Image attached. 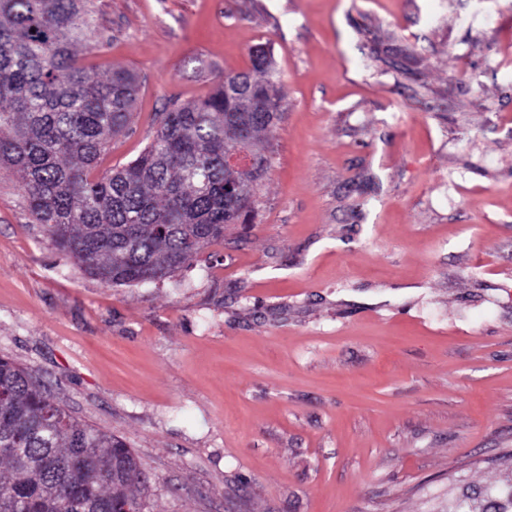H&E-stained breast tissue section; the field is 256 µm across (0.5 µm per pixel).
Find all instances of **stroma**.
I'll list each match as a JSON object with an SVG mask.
<instances>
[{"instance_id": "obj_1", "label": "stroma", "mask_w": 512, "mask_h": 512, "mask_svg": "<svg viewBox=\"0 0 512 512\" xmlns=\"http://www.w3.org/2000/svg\"><path fill=\"white\" fill-rule=\"evenodd\" d=\"M141 81L96 170L269 48L256 218L114 287L0 172V358L138 454L145 512H445L512 452V0H95Z\"/></svg>"}]
</instances>
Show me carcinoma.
<instances>
[{
	"label": "carcinoma",
	"mask_w": 512,
	"mask_h": 512,
	"mask_svg": "<svg viewBox=\"0 0 512 512\" xmlns=\"http://www.w3.org/2000/svg\"><path fill=\"white\" fill-rule=\"evenodd\" d=\"M107 38L94 0H0V171L21 174L35 223L75 266L119 286L189 266L224 227L253 220V174L224 164V149L281 118L279 75L264 50L252 70L218 78L209 97L170 101L142 154L94 174L127 129L139 89L122 68L100 77L78 55ZM0 512H114L139 502L135 453L74 417L36 377L0 359ZM446 512H512V475L466 491Z\"/></svg>",
	"instance_id": "cac0c4a2"
}]
</instances>
